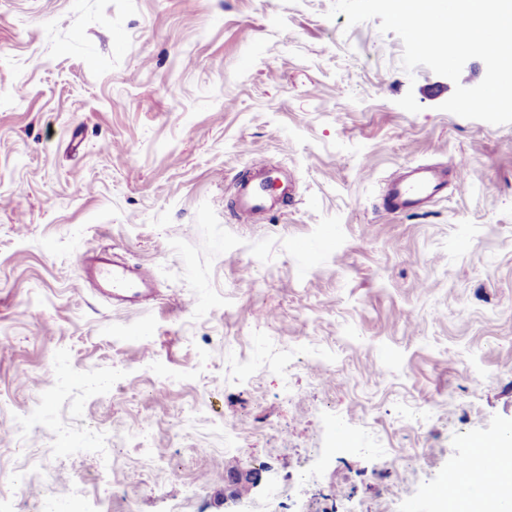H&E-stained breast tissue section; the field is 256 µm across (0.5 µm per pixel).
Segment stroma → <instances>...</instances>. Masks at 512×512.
I'll use <instances>...</instances> for the list:
<instances>
[{"mask_svg": "<svg viewBox=\"0 0 512 512\" xmlns=\"http://www.w3.org/2000/svg\"><path fill=\"white\" fill-rule=\"evenodd\" d=\"M331 6L0 0V512L43 498L15 474L49 448L60 512H375L394 486L393 512H437L455 459L512 432V124L440 109L481 60L406 72L397 35ZM259 156L295 199L240 224ZM461 160L463 191L379 217L393 171ZM92 246L158 296L101 297Z\"/></svg>", "mask_w": 512, "mask_h": 512, "instance_id": "obj_1", "label": "stroma"}]
</instances>
